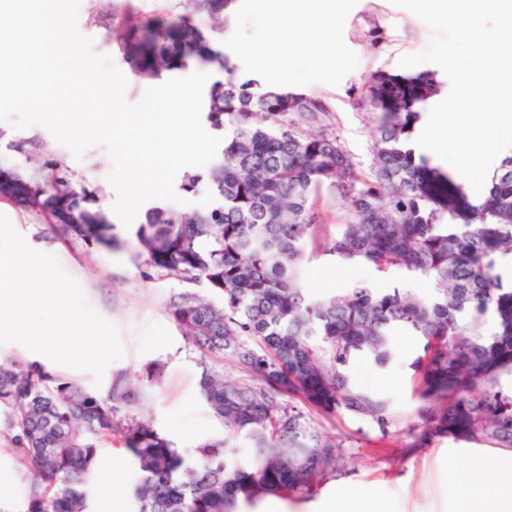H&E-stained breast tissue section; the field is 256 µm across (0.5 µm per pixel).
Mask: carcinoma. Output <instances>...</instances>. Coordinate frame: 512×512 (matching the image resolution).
Here are the masks:
<instances>
[{"label": "carcinoma", "mask_w": 512, "mask_h": 512, "mask_svg": "<svg viewBox=\"0 0 512 512\" xmlns=\"http://www.w3.org/2000/svg\"><path fill=\"white\" fill-rule=\"evenodd\" d=\"M235 0H174L162 13L112 11L94 25L123 30L118 44L141 79L193 63L224 78L210 88L206 119L224 132L208 177L186 174L181 189L207 182L220 205L186 214L154 206L137 225L142 266L204 285L217 300L179 293L169 314L206 357L233 359L249 382H228L203 366L200 393L224 425L194 460L149 422L121 410L144 401L122 374L107 398L36 362L0 363V436L37 473L24 512H91L87 486L100 440L120 436L141 478L137 512H236L267 495L302 499L350 469L345 440L325 436L303 411H344L372 422L382 451L400 420L388 399L349 374L360 357L378 368L396 355L394 337L415 339V445L464 431V438L512 451V155L495 168L474 206L450 174L405 146L416 108L438 84L378 72L356 103L374 110L371 162L361 167L339 137L307 130L331 109L322 97L258 88L224 54V30L203 32L191 13L224 16ZM48 169H0V201L21 205L90 246L116 247L114 225L86 206L67 154ZM345 206L333 237H321L314 198ZM367 264L393 285H357L327 295L304 286L306 252ZM433 282L422 298L408 288ZM251 444L240 453L237 441Z\"/></svg>", "instance_id": "cac0c4a2"}]
</instances>
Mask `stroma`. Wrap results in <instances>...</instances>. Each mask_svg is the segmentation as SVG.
I'll return each mask as SVG.
<instances>
[{
    "label": "stroma",
    "mask_w": 512,
    "mask_h": 512,
    "mask_svg": "<svg viewBox=\"0 0 512 512\" xmlns=\"http://www.w3.org/2000/svg\"><path fill=\"white\" fill-rule=\"evenodd\" d=\"M113 0H80L77 27L92 40L91 50L97 55L111 56L121 72L129 67L121 55L112 51L102 30L89 22L90 12H111ZM342 21L335 33L333 51L327 52L320 64H313L302 46L291 50L293 64L285 76L288 85L299 92L325 98L333 110L335 129L346 148L362 163H369L370 107L357 106L349 96L351 89L369 83L373 74H401L399 59L424 50L433 36L432 29L407 10L396 7L391 0H341ZM195 22L203 31L223 25L232 33L224 44L225 52L245 79L260 84L276 80V72L259 67L240 45L257 38H275L268 13L254 7L252 0H237L231 22L207 15ZM380 28L385 40L379 49H372L365 35L371 28ZM36 138L41 147L19 154L10 151L8 142ZM52 134L44 127L18 129L11 122L0 121V166L26 165L37 167L48 158L47 144ZM69 164L79 183L97 193L93 209L99 210L114 224L120 240L117 248L89 247L78 240H65L57 228L39 224L19 205L0 202V214L23 235L28 245L38 251L55 255L63 271L82 287L93 307L117 329L123 348L121 359L112 362L102 378L88 370L63 365H50V372L77 382L98 395L108 393L112 376L126 375L146 396L147 404L139 408L140 416L172 439L187 458H194L198 446L211 438L223 436L224 428L209 412L199 391L203 364L232 381L242 374L232 361H205L202 353L189 343L168 313L174 295L186 290L178 280L144 273L136 259L137 242L133 228L124 226L113 211L117 194L108 181L112 161L104 146L88 148L81 158H70ZM360 283L384 287V280L375 277L363 264L334 263L316 259L305 268V285L317 295L349 288ZM397 355L384 369L369 361L357 360L351 369L353 379L362 387L391 402L403 425L415 423V402L412 396L411 363L416 347L409 336L394 338ZM165 366L159 382H147L148 364ZM315 421L326 434L348 438L359 457L350 471L321 484L308 499H285V512H319L320 502L330 494L340 497L371 495L386 501L390 512H454L461 487L470 479L483 484L498 483L506 471L499 459V449L471 443L460 436L437 437L421 447H411V438L400 434L395 454L380 453L375 428L365 420L348 414L333 416L316 414ZM99 457L111 461L120 474L113 495L101 491V478H94L88 491L92 512H112L113 498H120L125 512H134L133 490L139 480L133 457L117 441L103 442ZM32 470L0 440V512H22L28 488L34 482Z\"/></svg>",
    "instance_id": "35a3bbf8"
}]
</instances>
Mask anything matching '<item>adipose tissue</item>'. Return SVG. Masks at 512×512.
<instances>
[{"label":"adipose tissue","mask_w":512,"mask_h":512,"mask_svg":"<svg viewBox=\"0 0 512 512\" xmlns=\"http://www.w3.org/2000/svg\"><path fill=\"white\" fill-rule=\"evenodd\" d=\"M267 10L270 21L289 40H308L314 56H322L339 22L336 0H253ZM457 512H512V481H502L487 493L462 494Z\"/></svg>","instance_id":"1"}]
</instances>
